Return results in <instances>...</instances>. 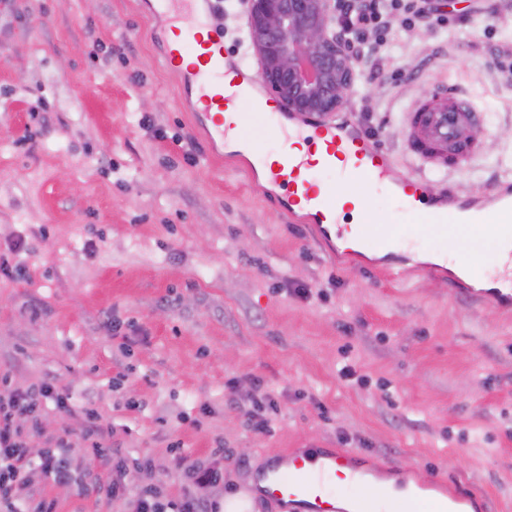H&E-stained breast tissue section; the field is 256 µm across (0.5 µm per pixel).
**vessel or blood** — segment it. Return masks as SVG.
<instances>
[{
  "instance_id": "obj_1",
  "label": "vessel or blood",
  "mask_w": 512,
  "mask_h": 512,
  "mask_svg": "<svg viewBox=\"0 0 512 512\" xmlns=\"http://www.w3.org/2000/svg\"><path fill=\"white\" fill-rule=\"evenodd\" d=\"M147 12L165 28L162 56L165 65L180 80L183 99L192 106L194 130L215 149L222 148L233 127L249 121L242 112L250 104L260 115L266 134L283 141L271 151L262 140L250 142L244 161L250 170H262L267 184L286 191L284 209L290 217L315 225L324 241L336 236V207L343 195L354 190L360 201L384 190L405 200L408 208L431 224L456 218L475 234L498 238L505 261L496 275L477 268L463 252H456V274L448 283L454 295L476 302L512 304V186L496 183L484 207L469 203H441L434 176L448 175L481 152L477 113L460 94L440 91L432 101L404 113L407 153L420 171L399 184L392 180L393 156L379 149L368 137L349 131L337 115L266 111L257 101L256 73L246 63L228 65L224 35L211 29L214 0H146ZM306 137L320 148L319 159L292 153L286 148L292 134ZM339 171L336 183H323L324 171ZM356 245L346 247L358 255L360 247L386 250L396 235L384 228L361 227ZM357 488L354 496L338 494L333 479ZM251 493L293 508L294 512H391L392 502L379 479V471L356 451L323 448L317 451L290 449L255 477ZM476 493H449L438 477L421 478L405 512H470Z\"/></svg>"
}]
</instances>
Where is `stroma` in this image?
Listing matches in <instances>:
<instances>
[{
	"label": "stroma",
	"mask_w": 512,
	"mask_h": 512,
	"mask_svg": "<svg viewBox=\"0 0 512 512\" xmlns=\"http://www.w3.org/2000/svg\"><path fill=\"white\" fill-rule=\"evenodd\" d=\"M447 11V30L395 28L390 60L362 73L341 115L402 179L416 168L403 112L461 91L482 152L450 182L472 202L512 174V78L494 67L512 0ZM246 17L244 0H219L228 60ZM162 39L139 0H0V372L70 397L44 407L30 446L68 440L73 478L31 471L27 494L55 512H125L98 489L118 476L127 494L220 502L247 495L269 456L355 448L512 512V314L449 296L423 266L461 229L381 190L371 212L400 234V274L334 262L258 174L193 133ZM255 377L279 403L263 433ZM86 407L111 429V455L87 451ZM180 453L219 462L223 481L191 484Z\"/></svg>",
	"instance_id": "1"
}]
</instances>
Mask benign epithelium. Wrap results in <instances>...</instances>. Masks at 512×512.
Masks as SVG:
<instances>
[{
	"instance_id": "7a95c632",
	"label": "benign epithelium",
	"mask_w": 512,
	"mask_h": 512,
	"mask_svg": "<svg viewBox=\"0 0 512 512\" xmlns=\"http://www.w3.org/2000/svg\"><path fill=\"white\" fill-rule=\"evenodd\" d=\"M251 47L266 88L284 110L331 114L346 104L357 70L336 0H247Z\"/></svg>"
}]
</instances>
